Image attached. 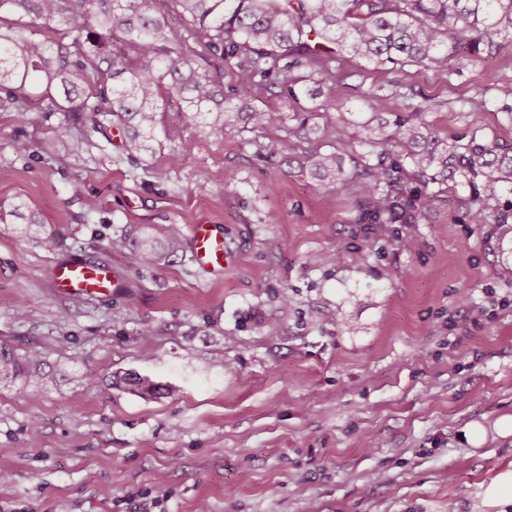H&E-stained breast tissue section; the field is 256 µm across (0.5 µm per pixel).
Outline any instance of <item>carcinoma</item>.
I'll return each instance as SVG.
<instances>
[{
    "label": "carcinoma",
    "instance_id": "obj_1",
    "mask_svg": "<svg viewBox=\"0 0 512 512\" xmlns=\"http://www.w3.org/2000/svg\"><path fill=\"white\" fill-rule=\"evenodd\" d=\"M187 16L171 25L160 0H0V108L32 111L30 89L55 112L84 117L93 131L116 124L122 150L136 157L159 142L161 113L171 99L191 115L207 136L224 138L233 122L278 130L286 116L253 105L255 91L276 86L296 104L313 98L315 66L327 75L336 51L374 65L382 75L406 66L448 68L482 43L512 32V0H172ZM38 26L52 34L33 36ZM232 61L229 70L220 66ZM416 108L412 118L389 129L360 126V139L378 149L376 163L355 181L336 150L315 156L314 173L340 188H359L364 220L376 225L414 218L436 193L432 184L470 187L471 220L484 224L491 203L512 187V155L493 140L473 141L458 151L442 145ZM409 161L407 170L389 157ZM419 184L402 201L403 180ZM21 224L20 236L53 251L59 234L49 230L23 203L0 206V224ZM142 261L157 266L183 247L176 234L150 231L128 242ZM35 346L0 343V381L20 380L39 392L56 385Z\"/></svg>",
    "mask_w": 512,
    "mask_h": 512
}]
</instances>
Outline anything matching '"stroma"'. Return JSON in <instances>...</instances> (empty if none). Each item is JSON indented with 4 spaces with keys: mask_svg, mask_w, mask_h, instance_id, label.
<instances>
[{
    "mask_svg": "<svg viewBox=\"0 0 512 512\" xmlns=\"http://www.w3.org/2000/svg\"><path fill=\"white\" fill-rule=\"evenodd\" d=\"M498 43L462 65L392 72L401 97L371 64L337 56L307 140L247 124L208 138L173 100L160 147L131 160L119 128L76 149L77 127L47 103L0 109V204L26 200L62 237L48 252L0 224V298L26 311L0 305V341L38 344L65 373L37 396L0 383V512H139L155 499L162 512H473L480 484L512 464L499 427L512 417V254L470 223L467 187L381 239L353 191L303 165L344 141L346 170L360 171L375 155L358 124L424 101L449 146L512 148V36ZM200 223L224 229L236 262L222 275L188 247L153 267L111 249ZM71 261L110 268L118 288L61 290L52 270ZM126 372L157 394L116 385Z\"/></svg>",
    "mask_w": 512,
    "mask_h": 512,
    "instance_id": "35a3bbf8",
    "label": "stroma"
}]
</instances>
